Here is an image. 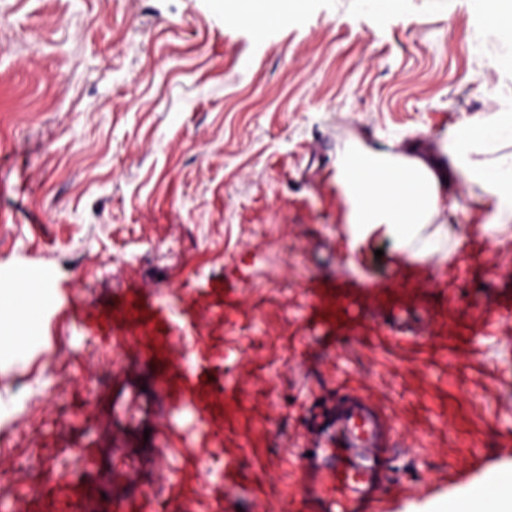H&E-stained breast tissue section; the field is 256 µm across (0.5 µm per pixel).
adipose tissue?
Returning <instances> with one entry per match:
<instances>
[{"label":"adipose tissue","instance_id":"adipose-tissue-1","mask_svg":"<svg viewBox=\"0 0 512 512\" xmlns=\"http://www.w3.org/2000/svg\"><path fill=\"white\" fill-rule=\"evenodd\" d=\"M305 0H257L253 12L225 9L226 19L239 21L262 35L264 17L277 12L283 23L292 22ZM512 140V100L487 119H467L442 137L440 149L448 173L439 176L421 159L403 152L399 142L388 149L359 147L343 153L336 162L334 180L345 200V222L353 233L366 235L382 226L403 248H411L421 227L456 214V199L446 195L448 182L480 184L485 206L494 224L512 222V154L499 153L500 144ZM484 153L481 162L472 152ZM38 294L19 288L0 294V317L7 324H24L34 330Z\"/></svg>","mask_w":512,"mask_h":512}]
</instances>
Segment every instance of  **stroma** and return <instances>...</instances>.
I'll return each mask as SVG.
<instances>
[{"label":"stroma","instance_id":"obj_1","mask_svg":"<svg viewBox=\"0 0 512 512\" xmlns=\"http://www.w3.org/2000/svg\"><path fill=\"white\" fill-rule=\"evenodd\" d=\"M0 275L48 267L39 330L0 348V512L63 482L84 512H329L336 490L309 454L311 411L350 388L394 430L397 497L365 512H432L512 479V223L480 186L453 184L434 287L377 229L352 237L318 172L342 148L402 138L437 149L512 94V36L479 0H310L258 42L213 0H0ZM246 279L227 321L178 355L199 383L179 404L159 361L113 355L72 311L137 293L158 321L146 351L192 327L196 283ZM389 285L399 320L369 300L372 342H340L307 284ZM255 425L262 447L224 469L214 427ZM157 487L142 495L141 486Z\"/></svg>","mask_w":512,"mask_h":512}]
</instances>
